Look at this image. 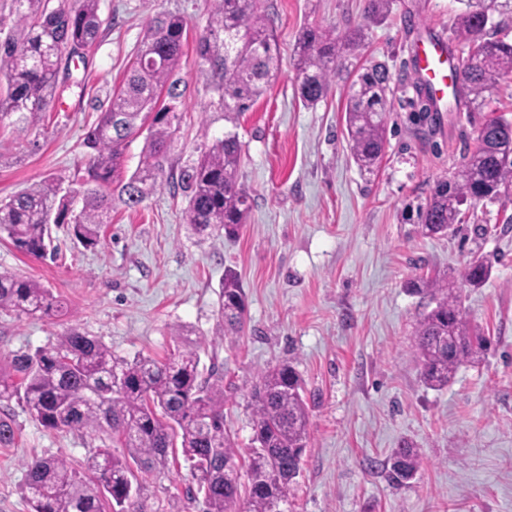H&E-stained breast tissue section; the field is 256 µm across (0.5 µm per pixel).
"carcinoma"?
<instances>
[{
    "label": "carcinoma",
    "mask_w": 512,
    "mask_h": 512,
    "mask_svg": "<svg viewBox=\"0 0 512 512\" xmlns=\"http://www.w3.org/2000/svg\"><path fill=\"white\" fill-rule=\"evenodd\" d=\"M101 0H12L13 26L0 38V122L6 118L22 129L34 126L58 94L59 63L77 48L96 45L103 20ZM457 35L467 45L462 89L454 97L482 111L500 79L512 75V41L494 35L504 14L495 0H460ZM186 21L179 14L156 16L144 36L124 84L113 91L109 107L88 132L89 149L82 178L83 206L62 193L65 177L31 186L0 202V232L14 246L36 258L48 254L49 225L70 224L86 247L100 241L112 201L132 208L162 184L172 119L184 90L175 78L183 55ZM363 33L349 31L338 40L322 28H305L297 42L298 93L307 104L320 101L336 75L340 53L361 47ZM196 55L209 65L213 87L224 111L249 110L277 76L276 37L271 20L257 0H213L209 24L196 45ZM389 69L374 62L356 70L347 92L345 121L350 148L359 169L373 173L386 142ZM149 133L136 170L121 176L128 141L140 134L147 117ZM479 145L449 181L440 183L418 208L426 236L461 223L460 206L499 197L512 187V122L487 120ZM242 144L228 132L212 143L180 174L190 190L186 223L198 234L235 233L245 223L251 199L240 182ZM489 265L474 261L463 275L471 286L489 276ZM426 291L435 307L418 322L413 354L426 385L441 388L465 363L481 360L490 340L471 334L458 296L448 284L432 280ZM246 295L238 278L224 275L214 336L224 338L243 328ZM0 311L17 316H62L64 303L30 277L0 273ZM174 335L181 347L159 361L116 357L98 339L76 329L33 353L16 354L10 369L0 368V402L16 397L44 427L53 430H106L123 448L116 454L100 449L74 466L63 456L35 457L26 462L25 491L31 512H145L142 487L134 469L163 467L174 438L180 437L184 460L203 495V512H232L246 495L245 512H279L288 505L291 482L299 473L309 437V407L303 382L289 363L261 371L251 394L253 437L241 482V455L224 428V377L215 370L203 375L200 349L205 338L187 326ZM420 457L400 448L390 459L388 477L403 484L413 478Z\"/></svg>",
    "instance_id": "carcinoma-1"
}]
</instances>
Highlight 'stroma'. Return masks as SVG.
<instances>
[{
    "label": "stroma",
    "instance_id": "stroma-1",
    "mask_svg": "<svg viewBox=\"0 0 512 512\" xmlns=\"http://www.w3.org/2000/svg\"><path fill=\"white\" fill-rule=\"evenodd\" d=\"M368 0H259L274 24L279 72L242 114H225L196 56L208 0H101L99 43L69 62L68 87L34 127L0 124V200L57 176L84 173V137L106 109L151 21L161 12L186 20L177 70L186 91L165 164L163 185L136 208L117 206L100 242L84 247L69 225L50 233L58 251L35 258L0 235V271L32 277L68 312L27 317L0 312V365L47 346L68 329L97 337L117 356L166 359L174 330L209 337L204 369L224 376L226 428L241 454L252 446L250 392L261 370L290 363L309 404V441L291 484L289 512H512V194L482 201L445 234L422 235L417 208L477 146L486 120H512V75L483 111L449 102L421 117L408 103L419 81L406 56L428 35L460 48L459 0H393L372 19ZM319 27L365 40L347 57L327 96L303 105L294 48ZM379 60L389 68L385 154L378 170L355 165L344 123L352 69ZM243 145L240 180L252 199L238 236L200 237L189 229L187 193L173 175L225 132ZM491 265L473 288L462 275L475 258ZM238 274L246 294L243 330L213 339L221 283ZM456 289L472 329L492 346L460 367L447 387H426L412 350L418 320L431 310L419 279ZM15 430L0 447V512H30L25 464L61 455L81 462L112 447L98 431L43 427L24 404H0ZM418 450L414 479L398 485L387 461L399 447ZM147 512H202L188 498L193 479L180 449L164 469L139 473Z\"/></svg>",
    "mask_w": 512,
    "mask_h": 512
}]
</instances>
